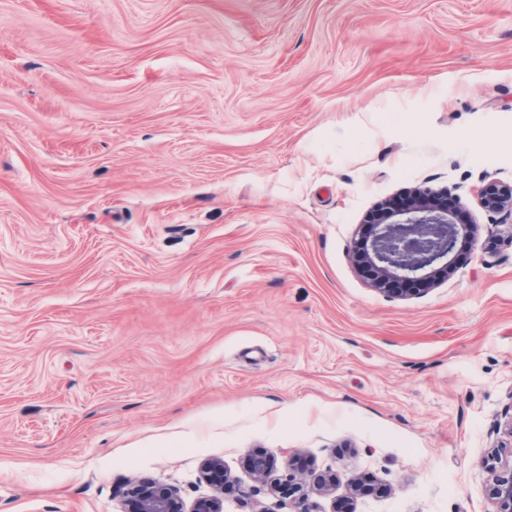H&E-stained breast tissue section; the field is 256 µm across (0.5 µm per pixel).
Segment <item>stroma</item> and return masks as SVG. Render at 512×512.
<instances>
[{"label":"stroma","mask_w":512,"mask_h":512,"mask_svg":"<svg viewBox=\"0 0 512 512\" xmlns=\"http://www.w3.org/2000/svg\"><path fill=\"white\" fill-rule=\"evenodd\" d=\"M385 116L424 127L375 141ZM489 183L512 186V0H0V512H132L144 483L293 512L277 483L328 471L314 512L352 476L382 485L356 512H494ZM420 186L478 236L447 281L376 291L365 217Z\"/></svg>","instance_id":"stroma-1"}]
</instances>
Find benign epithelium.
<instances>
[{
  "label": "benign epithelium",
  "instance_id": "benign-epithelium-1",
  "mask_svg": "<svg viewBox=\"0 0 512 512\" xmlns=\"http://www.w3.org/2000/svg\"><path fill=\"white\" fill-rule=\"evenodd\" d=\"M480 205L492 212L512 213V187L487 184L478 192ZM473 233V225L458 223L456 211L448 207V192L422 187L413 192L409 203L389 212L380 224L364 230L358 246L372 267L370 287L394 291L400 283H440L453 273L457 240ZM492 474L488 497L494 512H512V465L493 456L484 461ZM294 498V512H312L301 483L290 477L285 483ZM137 493L136 512H181L171 493L147 489Z\"/></svg>",
  "mask_w": 512,
  "mask_h": 512
}]
</instances>
